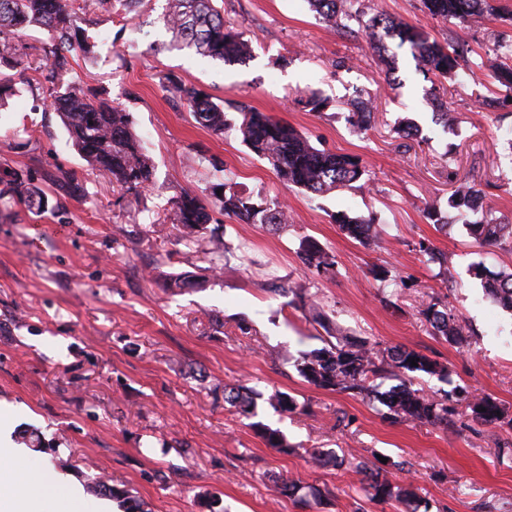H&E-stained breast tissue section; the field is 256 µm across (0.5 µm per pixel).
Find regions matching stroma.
I'll list each match as a JSON object with an SVG mask.
<instances>
[{"label": "stroma", "mask_w": 512, "mask_h": 512, "mask_svg": "<svg viewBox=\"0 0 512 512\" xmlns=\"http://www.w3.org/2000/svg\"><path fill=\"white\" fill-rule=\"evenodd\" d=\"M165 0H145L138 13L112 18L91 10L85 27L97 44L75 56L74 75L91 74L114 104L129 111L146 141L157 185L136 203L89 167L37 82L43 62L26 31L21 90L0 110V171L19 166L72 174L86 198L69 201L71 220L34 217L0 201V414L14 442L35 435L40 449L0 471V484L55 470L81 485L110 479L143 502L146 512H201L200 495L225 512H405L397 502L366 501L362 476L349 466L316 468L313 449L408 461L396 481L413 483L430 512H512V429L450 432L439 426L390 422L379 403L309 386L295 361L324 347L326 332L287 297L268 291L269 278L317 290L333 327L420 351L448 368L447 381L422 376L430 390L489 393L512 406V314L485 296L471 273L481 261L512 267V248L479 246L456 212L436 230L426 206L445 207L460 187L481 185L502 223L512 224V114L480 106L488 73L436 85L447 100V124L425 102L431 85L408 48L395 49L396 80L363 33L327 27L307 0H218L224 19L251 41L250 60L225 64L190 51H170L159 16ZM366 16L385 13L430 38L455 39L484 51L512 42V23L432 19L421 0H359ZM171 75L223 101L229 117L262 112L296 127L318 149L359 156L369 175L360 190L311 198L281 182L237 133L218 138L160 86ZM328 99L324 111L301 97ZM371 99L375 124L358 134L349 122L357 101ZM231 177L253 198L277 197L290 222L278 229L224 219L228 258L203 287L172 290L169 276L204 274L212 255L175 242V201ZM374 217L378 243L366 246L332 222L338 211ZM430 239L448 256V272L413 251ZM332 254L333 271L305 269L302 242ZM387 270L386 280L377 273ZM396 295V307L383 299ZM441 297L472 334L466 347L435 336L420 310ZM224 321L213 329L212 316ZM247 324L241 334L239 324ZM262 393L258 418L295 446L268 448L233 409L225 383ZM282 391L308 403L307 414L283 413L266 397ZM303 486L330 488L327 504L298 506L271 474Z\"/></svg>", "instance_id": "1"}]
</instances>
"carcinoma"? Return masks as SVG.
<instances>
[{"instance_id": "1", "label": "carcinoma", "mask_w": 512, "mask_h": 512, "mask_svg": "<svg viewBox=\"0 0 512 512\" xmlns=\"http://www.w3.org/2000/svg\"><path fill=\"white\" fill-rule=\"evenodd\" d=\"M108 15L116 8L125 12L136 10L143 0H0V70L16 69L23 65L19 52L24 30L29 26L48 34V40L35 48L45 61L41 70L42 85L52 99V106L66 128L75 151L91 170L104 172L112 177V183L135 198L154 187L155 167L142 137L137 134L133 118L126 109L113 104L109 91L90 82L67 79L72 73L73 54L79 52L86 59L95 55L96 42L85 34L82 27L86 3ZM217 0H166L164 13L159 17L166 31L172 34V45L188 49L194 54L224 63H243L252 57L250 41L243 33L224 22V15L216 6ZM494 0H422L424 12L445 22L452 19L466 22L472 18L498 13V17L512 20V11L496 10ZM318 17L329 26L353 32L350 22L361 24L366 38L378 43L382 36L398 40V45L409 44L417 66L437 79L459 74L461 62L472 53L469 45L450 41L440 43L428 38L417 27L400 23L382 14L373 15L362 22L360 11L354 8V0H308ZM487 66L493 73L499 88L506 95L486 97L488 106L512 104V43L498 45L493 56L477 64ZM163 80L174 91L181 104L192 114L195 122L216 137H222L234 129L243 143L258 157L266 160L276 175L289 185L305 191L311 197L322 196L336 189H343L360 182L366 174L360 157L321 151L309 144L291 124L262 112L243 114V120L231 123L224 105L217 103L206 91L192 83L167 75ZM375 107L371 100H364L350 115V122L361 131L371 126ZM0 197L7 195L39 214L48 213L59 224L69 222L70 212L65 199H81L86 196V184L66 176L60 178L46 170L35 171L20 167L3 173ZM484 200V193L474 187L458 190L448 197L447 206L460 215L470 213L476 219L465 223L469 236L480 245L512 247V224H503L490 206L474 205V200ZM229 219L244 224L278 226L287 224L288 206L276 199L256 201L250 195L235 191L230 180L211 184L206 198L186 193L175 203L172 223L176 224V243L187 248L199 247L206 242L214 253H225L224 225L213 217V209ZM334 223L346 235L363 244L378 237L375 221L346 212L332 215ZM413 250L428 257L431 262L443 266L446 255L436 249L428 238L413 243ZM303 265L318 271L334 266L328 253L311 247L299 251ZM475 277L484 280L487 294L505 311L512 313V269L489 270L484 262L472 266ZM283 294L294 295L293 302L312 316L325 331H330L328 314L307 288H281ZM438 298L429 302L421 314L434 330L435 335L446 341L464 346L468 342V330L448 310L440 309ZM416 365H411V361ZM296 368L304 380L317 389L345 393L353 398L373 401L384 405L387 419L395 423H415L441 426L456 430L474 423L488 429L512 427V408L498 399L480 397H453L448 392H427L414 387L416 374L435 376L448 381V369L439 361L401 345L371 343L365 339L350 340L343 336L336 342L304 352L297 359ZM390 379L395 385L389 390H378L377 380ZM262 393L226 384L224 404L235 409L242 417L251 420L249 427L267 447L282 453L294 448L284 434L260 420L257 400ZM269 402L286 413L303 414L307 405L282 392L274 393ZM465 403V414H460L459 403ZM316 467L345 465L346 458L333 451L318 450L310 455ZM405 462L388 460L367 462L359 460L356 470L363 475V491L367 499L376 504L396 500L411 508V512H429V503L420 498L410 485L400 484L390 478L394 471L404 469ZM280 493L299 503L313 497L319 501L331 496L328 490L303 486L293 480L272 475ZM92 492L100 496L123 498L129 506L124 512H146L143 503L109 484V480L96 478Z\"/></svg>"}]
</instances>
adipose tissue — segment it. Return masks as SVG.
<instances>
[{"mask_svg": "<svg viewBox=\"0 0 512 512\" xmlns=\"http://www.w3.org/2000/svg\"><path fill=\"white\" fill-rule=\"evenodd\" d=\"M67 496L81 501L83 491L62 473H45L35 480H22L0 492V512H43L49 497Z\"/></svg>", "mask_w": 512, "mask_h": 512, "instance_id": "obj_1", "label": "adipose tissue"}]
</instances>
